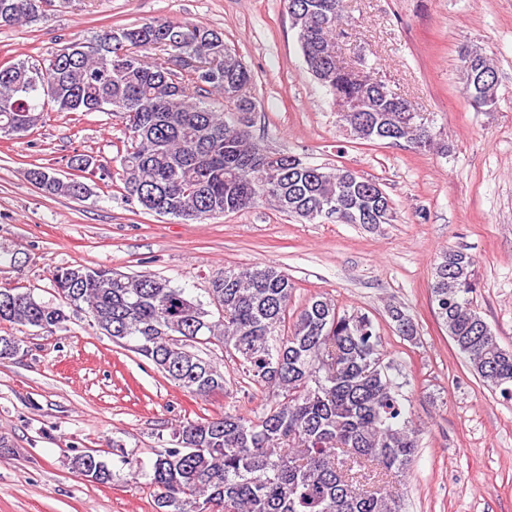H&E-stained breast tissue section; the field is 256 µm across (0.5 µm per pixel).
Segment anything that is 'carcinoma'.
Masks as SVG:
<instances>
[{"label": "carcinoma", "mask_w": 512, "mask_h": 512, "mask_svg": "<svg viewBox=\"0 0 512 512\" xmlns=\"http://www.w3.org/2000/svg\"><path fill=\"white\" fill-rule=\"evenodd\" d=\"M45 0H0V27L40 20ZM312 76L333 101L359 102L361 112L338 117L354 140L378 141L373 119L385 114L388 85L372 75L356 82L336 53V31L346 0H283ZM69 57L53 55L32 71L0 66V133L22 137L43 117L59 112H110L128 133L121 156L124 197L144 211L186 220L225 215L267 201L306 220L342 213L346 224H387L388 195L370 196L377 182L346 167L314 166L257 142L245 116L257 110L251 70L223 36L203 26L154 21L73 41ZM182 56L191 66L177 72ZM462 91L472 106L495 103L499 77L479 49L459 57ZM217 90L237 119L208 104ZM386 139L419 149L447 151L416 112L397 113ZM48 194L79 198L86 185L45 167L29 169ZM430 300L470 371L512 399V351L502 348L472 304L474 259L459 249L442 252L433 268ZM52 283L61 301L89 314L101 333L134 342L163 374L188 392L224 390V373L194 351L193 336L216 341L247 381L272 392L259 415L190 421L174 433L172 448L156 450L149 474L157 512H402L399 492L384 476L409 469L419 448L399 386L384 363L379 325L365 313H345L314 297L287 326L293 284L274 266L226 269L208 294L219 317L174 287L144 272L133 276L86 266L58 267ZM399 335L414 339L412 319L391 311ZM0 321L60 328L67 315L30 291L0 288ZM73 469L98 483L112 473L93 454L76 456Z\"/></svg>", "instance_id": "obj_1"}]
</instances>
